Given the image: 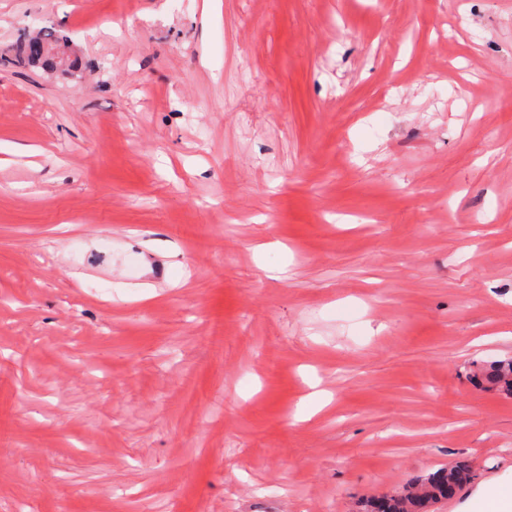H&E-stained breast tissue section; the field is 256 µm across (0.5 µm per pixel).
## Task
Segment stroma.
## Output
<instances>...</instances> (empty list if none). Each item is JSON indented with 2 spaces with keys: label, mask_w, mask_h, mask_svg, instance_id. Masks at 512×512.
<instances>
[{
  "label": "stroma",
  "mask_w": 512,
  "mask_h": 512,
  "mask_svg": "<svg viewBox=\"0 0 512 512\" xmlns=\"http://www.w3.org/2000/svg\"><path fill=\"white\" fill-rule=\"evenodd\" d=\"M508 360L512 0H0V512H474ZM470 477V469L465 463H457L441 469L432 476L422 479L404 493L372 498L365 504L366 512H416L415 504L423 508L424 501L430 505L448 499V493L456 490Z\"/></svg>",
  "instance_id": "1"
}]
</instances>
